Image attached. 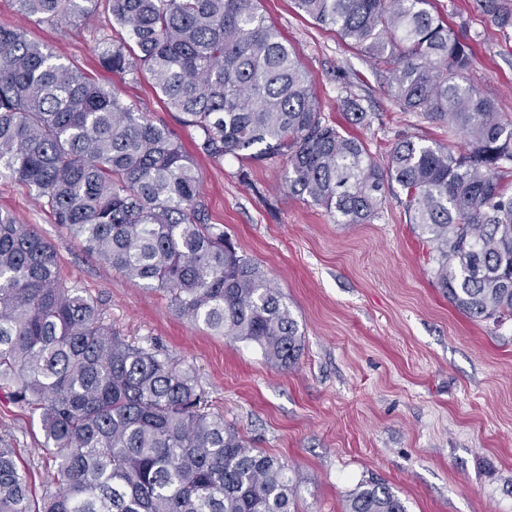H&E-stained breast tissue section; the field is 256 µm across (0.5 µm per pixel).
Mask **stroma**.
Wrapping results in <instances>:
<instances>
[{"mask_svg": "<svg viewBox=\"0 0 512 512\" xmlns=\"http://www.w3.org/2000/svg\"><path fill=\"white\" fill-rule=\"evenodd\" d=\"M433 3L450 22L485 32L467 78L512 121V42L473 0ZM259 11L310 72L324 114L372 156L384 157L401 135L464 150L447 123L402 111L372 63L334 29L299 15L291 0H259ZM0 25L21 27L67 64L115 85L191 146L193 129L165 107L149 77L130 82L98 67L79 22L27 19L12 0H0ZM349 95L373 112L370 125L351 123L343 106ZM199 168L212 222L267 272L299 324L305 347L293 368L274 366L253 343L214 335L178 314L163 292L106 269L5 177L0 208L56 245L63 280L97 299L106 322L191 367L209 410L288 465L299 486L295 512H344L351 493L370 481L388 484L407 512H512V321L470 318L448 302L430 247L394 191L371 223L340 224L289 192L282 158L245 166L228 155L200 160ZM5 434L43 489L49 467L38 423L0 399Z\"/></svg>", "mask_w": 512, "mask_h": 512, "instance_id": "stroma-1", "label": "stroma"}]
</instances>
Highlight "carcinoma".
<instances>
[{
  "instance_id": "obj_1",
  "label": "carcinoma",
  "mask_w": 512,
  "mask_h": 512,
  "mask_svg": "<svg viewBox=\"0 0 512 512\" xmlns=\"http://www.w3.org/2000/svg\"><path fill=\"white\" fill-rule=\"evenodd\" d=\"M27 18L85 23L101 0H12ZM92 30L100 65L143 74L216 162L286 159L288 190L366 224L385 183L431 245L436 283L459 311L512 318V122L466 79L482 33L431 0H293L367 54L405 112L448 123L467 148L398 137L383 163L323 115L314 82L257 0H110ZM504 39L512 0H475ZM362 126L370 113L344 98ZM0 175L26 186L105 267L163 290L213 334L298 363L304 340L284 297L211 223L194 160L171 130L24 31L0 26ZM36 416L52 461L40 501L0 439V512H294L279 458L207 410L192 368L136 346L97 301L63 282L56 245L0 209V392ZM345 512H407L371 482Z\"/></svg>"
}]
</instances>
